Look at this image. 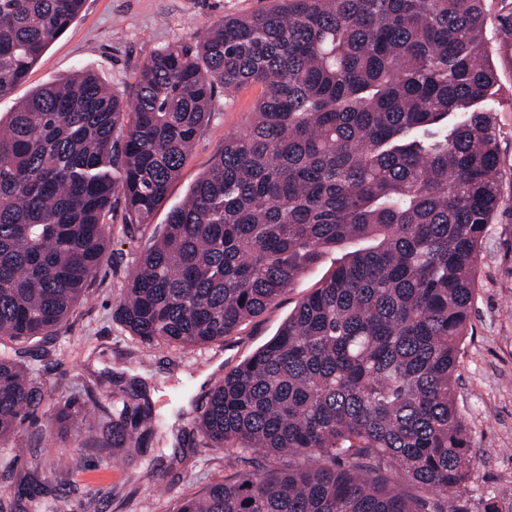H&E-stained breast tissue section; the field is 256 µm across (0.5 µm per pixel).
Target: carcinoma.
Here are the masks:
<instances>
[{
	"instance_id": "obj_1",
	"label": "carcinoma",
	"mask_w": 512,
	"mask_h": 512,
	"mask_svg": "<svg viewBox=\"0 0 512 512\" xmlns=\"http://www.w3.org/2000/svg\"><path fill=\"white\" fill-rule=\"evenodd\" d=\"M83 0H0V95ZM486 0H283L152 55L121 97L90 71L0 126V442L40 401L16 342L65 325L109 245L165 200L219 88L259 83L224 149L127 281L117 315L146 344L221 341L329 249L358 241L278 334L224 375L207 448L345 457L248 474L176 512H448L470 476L456 406L480 243L502 203ZM121 136H116V131ZM123 407L112 447L141 448ZM397 468L419 491L390 487Z\"/></svg>"
}]
</instances>
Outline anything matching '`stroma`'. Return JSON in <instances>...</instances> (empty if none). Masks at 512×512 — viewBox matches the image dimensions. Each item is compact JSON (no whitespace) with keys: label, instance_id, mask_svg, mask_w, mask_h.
Listing matches in <instances>:
<instances>
[{"label":"stroma","instance_id":"35a3bbf8","mask_svg":"<svg viewBox=\"0 0 512 512\" xmlns=\"http://www.w3.org/2000/svg\"><path fill=\"white\" fill-rule=\"evenodd\" d=\"M275 0H84L69 28L42 53L27 78L0 95L9 121L35 90L88 70L124 92L156 52L197 38L224 18L255 14ZM487 31L498 75L492 102L499 134L504 201L481 242L476 296L457 370L456 403L471 441L472 480L453 502L459 512H512V37L499 16L512 0H489ZM262 95L258 85L217 92L210 119L171 183L166 199L136 236L124 231L125 208L114 195L103 222L110 247L64 327L28 339L25 362L42 400L14 439L0 444V503L25 512H176L185 497L252 473L287 470L288 461L258 453L230 460L203 447L195 421L211 390L279 330L298 304L336 267L331 251L262 314L223 342L194 349L148 345L114 317L127 280L160 235L169 211L188 196L224 147L245 132ZM149 408L157 422L148 451L102 449L112 412ZM38 470L39 483L23 476Z\"/></svg>","mask_w":512,"mask_h":512}]
</instances>
